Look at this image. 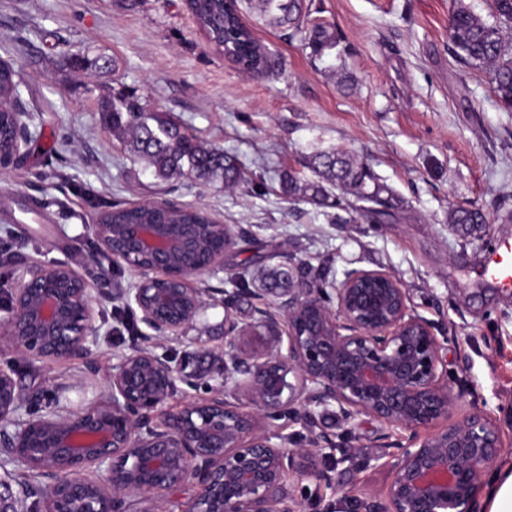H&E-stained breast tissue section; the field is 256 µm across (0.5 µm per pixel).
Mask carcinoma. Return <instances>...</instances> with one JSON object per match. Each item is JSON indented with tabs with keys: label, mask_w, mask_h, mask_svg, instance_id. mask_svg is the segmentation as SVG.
<instances>
[{
	"label": "carcinoma",
	"mask_w": 512,
	"mask_h": 512,
	"mask_svg": "<svg viewBox=\"0 0 512 512\" xmlns=\"http://www.w3.org/2000/svg\"><path fill=\"white\" fill-rule=\"evenodd\" d=\"M248 3L273 28L298 29L306 12L305 0H248ZM186 4L216 51L231 53L247 72L263 74L268 70L267 52L243 22L240 4L228 5L226 0H186ZM448 39L460 62L486 70L492 91L504 107L512 110V55L505 50L500 26L484 21L460 2L449 21ZM305 40L316 55L337 47L336 33L325 26L310 29ZM16 86L15 69L7 60L0 68V99L13 97ZM97 112L101 124L123 139L131 156L145 161L158 180L180 177L203 183L220 182L231 188L243 178L235 158L220 148L204 146L167 113L142 104L134 96L101 95ZM312 168L317 179L311 181H300L293 171L279 174L281 193L291 200L300 196L320 204L326 199V185L333 184L345 195V201L338 200L336 205L343 204L362 217L388 214L393 193L365 163L333 151L316 155ZM103 218L113 224H205L206 236L214 232L208 227L211 219L206 212L192 206L116 205ZM448 223L472 230L476 224L488 223V217L478 208L458 207L448 211Z\"/></svg>",
	"instance_id": "obj_1"
}]
</instances>
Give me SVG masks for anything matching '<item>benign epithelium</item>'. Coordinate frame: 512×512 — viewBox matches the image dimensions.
<instances>
[{"label":"benign epithelium","mask_w":512,"mask_h":512,"mask_svg":"<svg viewBox=\"0 0 512 512\" xmlns=\"http://www.w3.org/2000/svg\"><path fill=\"white\" fill-rule=\"evenodd\" d=\"M11 136L0 139V165L28 151L29 113H13ZM98 249L112 263L149 276L127 294L131 309L155 332L177 336L198 314L193 278L224 268L229 245L199 259L197 224L93 226ZM0 336L21 355L64 361L86 353L95 319L94 283L68 263L31 261L15 277ZM243 321L224 303L229 391L179 410L165 406L175 371L150 351L112 366L110 400L77 412L53 410L12 433L21 396L12 366H0V445L51 482L44 512H125L127 496L156 497L191 481L189 512H300L290 478L313 479L341 494L356 487L322 467L317 442L287 448L273 441L265 419L288 416L314 425L311 404L336 403L345 419L371 417L410 432L386 484L365 494L364 512H476L479 492L496 460L512 446L488 415L460 410L448 386L441 346L431 325L408 312L400 281L381 270H356L329 290L316 280L275 294ZM279 343L248 350L254 326ZM161 416L143 427L140 420ZM0 493V512H18L20 496Z\"/></svg>","instance_id":"7a95c632"}]
</instances>
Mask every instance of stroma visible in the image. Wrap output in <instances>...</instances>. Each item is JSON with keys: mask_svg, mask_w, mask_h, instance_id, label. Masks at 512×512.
Masks as SVG:
<instances>
[{"mask_svg": "<svg viewBox=\"0 0 512 512\" xmlns=\"http://www.w3.org/2000/svg\"><path fill=\"white\" fill-rule=\"evenodd\" d=\"M456 0H307L305 26L330 25L340 43L316 56L301 34L270 28L251 9L242 16L265 46L272 67L244 74L216 52L185 0H0V59L23 79L21 101L35 115L34 141L22 162L0 168V293L24 264L66 262L96 270L92 233L112 205L167 200L205 208L244 234L222 269L193 284L202 307L183 335L118 330L129 315L125 292L144 274L105 265L94 301L95 331L83 357L52 362L19 355L0 337V365H11L27 399L16 418L63 408L72 412L109 396L108 378L122 356L149 348L181 377L171 408L202 401L224 383V303L252 319L254 299L234 297L243 269L255 278L273 269L307 273L325 287L354 270H383L406 288L412 314L427 320L441 343L448 384L464 410L490 415L512 430V292L480 284L484 251L512 238V112L499 105L484 70L460 63L448 39ZM110 60L93 78L64 66L58 44ZM351 80L341 88L339 75ZM137 96L177 118L204 143L237 158L246 182L157 180L133 162L98 120L100 94ZM340 150L368 163L395 195L380 223L340 224L336 205L289 201L282 170L311 177L309 158ZM457 206L481 208L488 225L465 236L448 225ZM317 427L282 417L270 432L287 447L314 433L323 464L345 482L376 490L388 465L411 444L406 431L367 416L344 419L337 405L317 407ZM301 512H364L315 481L290 482Z\"/></svg>", "mask_w": 512, "mask_h": 512, "instance_id": "1", "label": "stroma"}]
</instances>
